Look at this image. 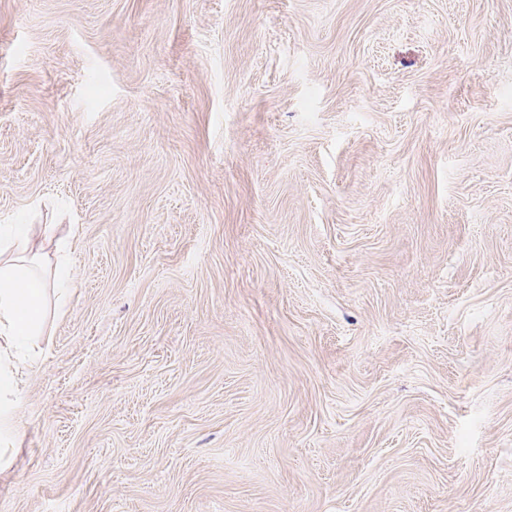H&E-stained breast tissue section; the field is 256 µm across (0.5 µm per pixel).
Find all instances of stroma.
Here are the masks:
<instances>
[{"mask_svg": "<svg viewBox=\"0 0 512 512\" xmlns=\"http://www.w3.org/2000/svg\"><path fill=\"white\" fill-rule=\"evenodd\" d=\"M19 219L0 512H512V0H0ZM47 225L39 242L32 239L30 224L0 225V256L9 254L0 265V354L34 345L32 336L45 317L46 288L59 290V306L72 288L68 242L55 235V225ZM14 371L0 370V438L10 437L15 432V416L12 398L16 395Z\"/></svg>", "mask_w": 512, "mask_h": 512, "instance_id": "1", "label": "stroma"}]
</instances>
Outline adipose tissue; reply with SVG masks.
<instances>
[{
  "mask_svg": "<svg viewBox=\"0 0 512 512\" xmlns=\"http://www.w3.org/2000/svg\"><path fill=\"white\" fill-rule=\"evenodd\" d=\"M67 253L68 242L54 227H46L36 241L29 225H0V353L31 345L45 317L47 288L67 298L72 286Z\"/></svg>",
  "mask_w": 512,
  "mask_h": 512,
  "instance_id": "ef3b65f1",
  "label": "adipose tissue"
}]
</instances>
